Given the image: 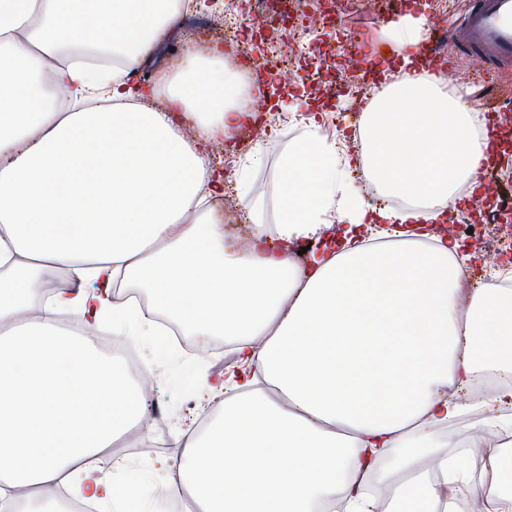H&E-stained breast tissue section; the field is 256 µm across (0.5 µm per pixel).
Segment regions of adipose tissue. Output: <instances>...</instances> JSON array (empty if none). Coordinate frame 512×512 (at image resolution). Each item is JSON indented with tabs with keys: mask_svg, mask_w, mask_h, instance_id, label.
<instances>
[{
	"mask_svg": "<svg viewBox=\"0 0 512 512\" xmlns=\"http://www.w3.org/2000/svg\"><path fill=\"white\" fill-rule=\"evenodd\" d=\"M184 7L0 0V512H59L64 492L98 512H151L125 463L110 476L96 464L146 404L93 335L159 336L166 322L223 337L240 367L191 376L222 402L181 439L166 497L195 512H470L496 490L511 508L503 455L474 477L431 442L481 369L512 375V289L490 278L459 309L466 258L432 230L460 186L477 194L489 155L464 94L415 65L425 17L389 22L377 70L402 77L369 115L365 163L405 207L363 208L348 157L311 123L283 161L277 224H254L236 252L210 206L224 183L181 121L194 117L199 140L232 137L251 117L239 72L219 51L188 56L154 108L128 85ZM86 43L118 66L59 61ZM337 222L342 237L304 264L268 245L269 233L316 239ZM60 274L68 287L38 296ZM121 285L149 305L116 303ZM384 456L399 459L385 506L367 492Z\"/></svg>",
	"mask_w": 512,
	"mask_h": 512,
	"instance_id": "adipose-tissue-1",
	"label": "adipose tissue"
}]
</instances>
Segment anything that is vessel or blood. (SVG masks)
Here are the masks:
<instances>
[{"label":"vessel or blood","instance_id":"obj_1","mask_svg":"<svg viewBox=\"0 0 512 512\" xmlns=\"http://www.w3.org/2000/svg\"><path fill=\"white\" fill-rule=\"evenodd\" d=\"M463 28L466 39L455 44L456 56L512 62V0H469Z\"/></svg>","mask_w":512,"mask_h":512}]
</instances>
